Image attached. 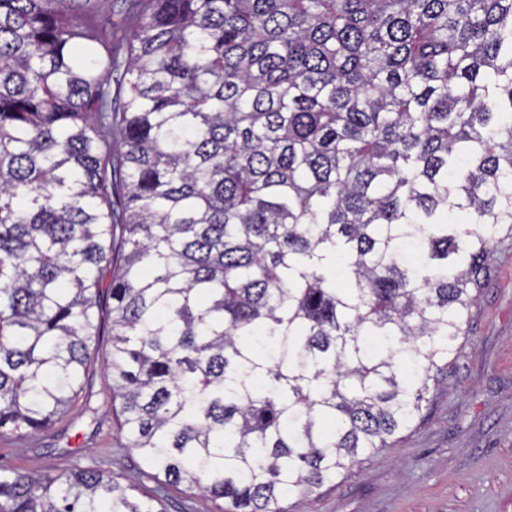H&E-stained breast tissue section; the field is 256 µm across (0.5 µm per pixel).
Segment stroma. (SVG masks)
<instances>
[{"mask_svg": "<svg viewBox=\"0 0 512 512\" xmlns=\"http://www.w3.org/2000/svg\"><path fill=\"white\" fill-rule=\"evenodd\" d=\"M448 369V385L434 391L419 424L395 447L363 457L352 476L324 486L303 503L283 500L288 512H512V239L495 247L493 271L471 308L466 336ZM108 337L97 343L87 388L97 424L77 418L68 431L53 427L27 440L0 443V464L30 472L80 464L126 477L140 471L139 455L116 447L111 384L102 364ZM166 512H209L197 492L160 487Z\"/></svg>", "mask_w": 512, "mask_h": 512, "instance_id": "1", "label": "stroma"}]
</instances>
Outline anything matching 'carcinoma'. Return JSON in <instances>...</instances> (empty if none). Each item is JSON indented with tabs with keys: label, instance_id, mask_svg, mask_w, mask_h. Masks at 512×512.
<instances>
[{
	"label": "carcinoma",
	"instance_id": "carcinoma-1",
	"mask_svg": "<svg viewBox=\"0 0 512 512\" xmlns=\"http://www.w3.org/2000/svg\"><path fill=\"white\" fill-rule=\"evenodd\" d=\"M0 0V442L103 330L116 447L285 512L447 384L512 236V0ZM0 512H165L91 466Z\"/></svg>",
	"mask_w": 512,
	"mask_h": 512
}]
</instances>
